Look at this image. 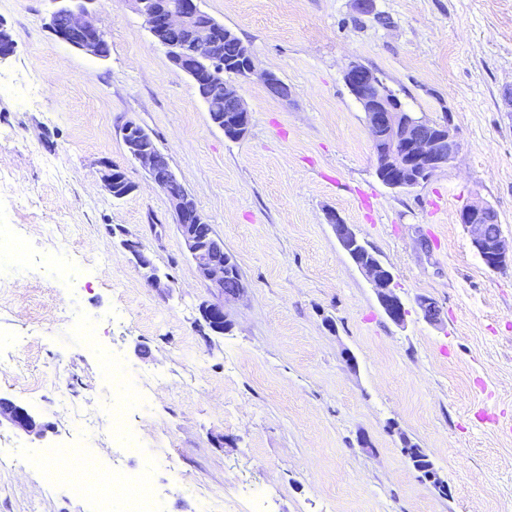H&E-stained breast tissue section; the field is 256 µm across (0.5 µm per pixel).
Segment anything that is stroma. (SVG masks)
I'll return each instance as SVG.
<instances>
[{
    "label": "stroma",
    "mask_w": 512,
    "mask_h": 512,
    "mask_svg": "<svg viewBox=\"0 0 512 512\" xmlns=\"http://www.w3.org/2000/svg\"><path fill=\"white\" fill-rule=\"evenodd\" d=\"M249 48L255 73L228 76L250 112L225 137L190 78L153 43L127 0H97L107 59L85 56L48 28L50 0H0L16 41L0 61V225L30 256L0 291V396L47 426L0 424V449L30 462L0 468V512H94L66 482L47 484L33 458L72 440L59 401L112 396L100 371L116 355L147 393L130 408L141 454L116 430L89 443L101 470L154 472L161 512H199L219 498L237 512L253 489L261 512H512V266L489 269L458 221L477 201L497 212L512 246V0H199ZM386 23H378L376 14ZM376 72L404 108L450 117L452 166L398 191L375 173L372 138L344 74ZM291 89L272 97L260 72ZM154 139L241 269L226 299L230 328L204 335L211 294L187 254L165 194L127 154L122 130ZM134 190L115 199L102 163ZM352 225L394 275L403 325L327 215ZM141 242L170 288L147 285L124 239ZM78 268L57 283L43 256ZM431 298L442 321L417 305ZM99 328V349L63 312ZM422 448L450 490L439 494L403 454Z\"/></svg>",
    "instance_id": "obj_1"
}]
</instances>
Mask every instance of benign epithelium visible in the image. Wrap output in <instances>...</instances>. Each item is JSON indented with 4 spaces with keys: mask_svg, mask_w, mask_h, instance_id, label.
Masks as SVG:
<instances>
[{
    "mask_svg": "<svg viewBox=\"0 0 512 512\" xmlns=\"http://www.w3.org/2000/svg\"><path fill=\"white\" fill-rule=\"evenodd\" d=\"M55 9L50 15L48 27L60 41L75 50L94 57L105 58L102 44L106 32L99 25L92 4L95 0H53ZM144 20L154 43L167 49L173 65L193 82L201 99H207L210 86L224 85V111L213 107L209 113L212 123L224 129V113H238L237 123L244 129L250 124V113L234 86L224 82V66L217 60L215 33L224 25L211 20L200 23L202 10L198 0H179L167 8H157L150 0H126ZM170 29H182L191 34L192 48L186 52L163 41L162 34ZM345 81L363 112L373 138L376 170L389 175L386 186L394 190H409L428 180L438 169L451 165L458 157L461 144L451 126L449 117L430 121L416 112H407L393 99L384 82L371 70L359 63L351 64L345 72ZM266 90L274 97L286 100L291 89L277 74L263 75ZM123 143L129 156L149 173L155 186L165 192L175 217L178 231L186 251L195 263L199 278L217 299L201 305V316L215 334H222L229 321L224 311V299L240 295L242 288L227 286L228 274L224 264L213 256L214 247L222 245L216 237L203 239L199 234L205 219L195 199L181 189L177 193L166 191V183L178 180L172 168L159 174L162 160L160 149L150 143L149 134L137 123L129 122L123 128ZM100 180L104 189L115 199H122L133 191L126 183L125 174L103 164ZM471 236V243L484 264L498 270L512 264V254L507 253L502 239L498 215L487 203H472L458 214ZM337 241L351 261L369 278L385 315L396 324L404 321L405 307L393 285L390 270L365 246L354 228L344 223L336 214L328 215ZM124 247L140 268L145 281L153 288L169 287L168 278L161 275L152 259L138 243L126 240ZM418 305L424 319L433 324L441 321V311L429 298L421 297ZM6 420L15 428L35 436H42L37 420L25 407L0 397V420Z\"/></svg>",
    "mask_w": 512,
    "mask_h": 512,
    "instance_id": "obj_1",
    "label": "benign epithelium"
}]
</instances>
